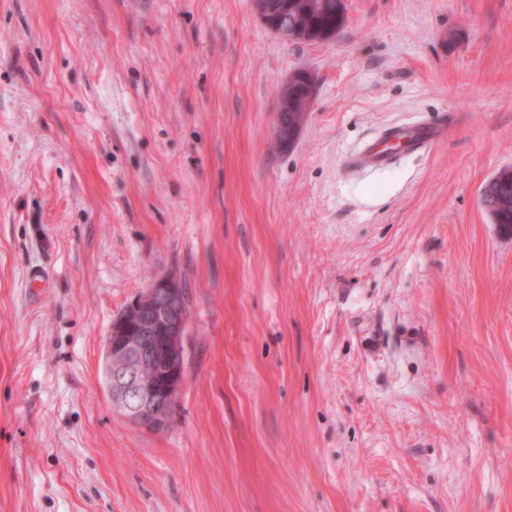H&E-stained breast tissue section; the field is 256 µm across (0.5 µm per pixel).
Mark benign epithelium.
I'll return each instance as SVG.
<instances>
[{"mask_svg":"<svg viewBox=\"0 0 512 512\" xmlns=\"http://www.w3.org/2000/svg\"><path fill=\"white\" fill-rule=\"evenodd\" d=\"M297 75L278 91L274 139L291 146L307 112L288 127ZM190 312L187 293L174 274L155 276L112 321L104 346V376L112 410L135 427L161 431L171 422L185 381L184 342Z\"/></svg>","mask_w":512,"mask_h":512,"instance_id":"benign-epithelium-1","label":"benign epithelium"}]
</instances>
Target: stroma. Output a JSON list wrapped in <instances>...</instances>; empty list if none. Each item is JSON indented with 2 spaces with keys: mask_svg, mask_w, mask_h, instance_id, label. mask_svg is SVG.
I'll return each instance as SVG.
<instances>
[{
  "mask_svg": "<svg viewBox=\"0 0 512 512\" xmlns=\"http://www.w3.org/2000/svg\"><path fill=\"white\" fill-rule=\"evenodd\" d=\"M347 4L307 44L251 0H0V512H512V235L480 202L512 0ZM444 112L426 152L345 166ZM169 272L186 379L149 432L102 353ZM299 79L297 82L296 72L293 73L288 80L280 87L278 91V106H277V114H276V122L274 126V139L279 147V149L288 148L291 146L296 137V133L300 127L306 122L309 108L311 106L310 102L307 103L304 112H298L299 117L297 118V125L295 127L288 128L293 124L292 114L288 112V108L290 107L291 101L293 99V91L294 86L297 82L296 86V103L301 105L302 103L307 101V97H310L312 100L315 96L316 91V79L314 75L305 69L298 70ZM289 115V117H288Z\"/></svg>",
  "mask_w": 512,
  "mask_h": 512,
  "instance_id": "35a3bbf8",
  "label": "stroma"
}]
</instances>
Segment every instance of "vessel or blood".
<instances>
[{"label":"vessel or blood","instance_id":"1","mask_svg":"<svg viewBox=\"0 0 512 512\" xmlns=\"http://www.w3.org/2000/svg\"><path fill=\"white\" fill-rule=\"evenodd\" d=\"M446 132L445 123L424 124L418 127L393 124L384 128L379 137L368 139L350 154L348 166L360 169H379L392 164L395 149L424 150L439 141Z\"/></svg>","mask_w":512,"mask_h":512}]
</instances>
